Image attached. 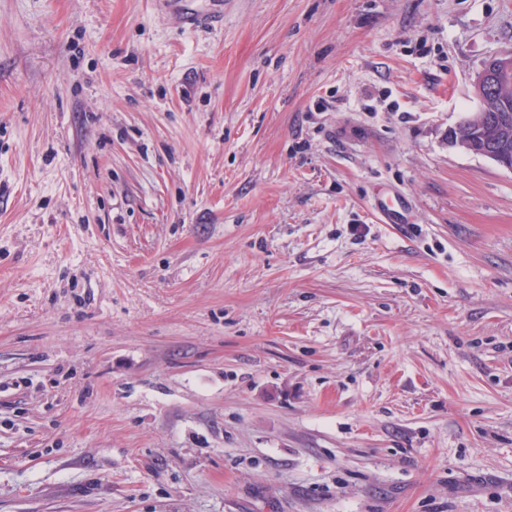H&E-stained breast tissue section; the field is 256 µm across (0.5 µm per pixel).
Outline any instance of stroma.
Returning <instances> with one entry per match:
<instances>
[{
	"mask_svg": "<svg viewBox=\"0 0 512 512\" xmlns=\"http://www.w3.org/2000/svg\"><path fill=\"white\" fill-rule=\"evenodd\" d=\"M508 51L512 0H0V512H512V170L448 140ZM168 1H171V5L179 13L182 24L187 27L217 26L224 22V0H210V8L203 12L185 10L179 5L180 2H177L181 0Z\"/></svg>",
	"mask_w": 512,
	"mask_h": 512,
	"instance_id": "obj_1",
	"label": "stroma"
}]
</instances>
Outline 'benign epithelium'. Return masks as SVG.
<instances>
[{
  "instance_id": "1",
  "label": "benign epithelium",
  "mask_w": 512,
  "mask_h": 512,
  "mask_svg": "<svg viewBox=\"0 0 512 512\" xmlns=\"http://www.w3.org/2000/svg\"><path fill=\"white\" fill-rule=\"evenodd\" d=\"M477 82L481 107L470 115L468 125L455 131L452 140L456 145L512 170V152L493 145L487 136L477 132L486 123L487 98L491 97L502 107V112L498 113L497 132L504 135L512 133V53L490 60L478 76Z\"/></svg>"
}]
</instances>
